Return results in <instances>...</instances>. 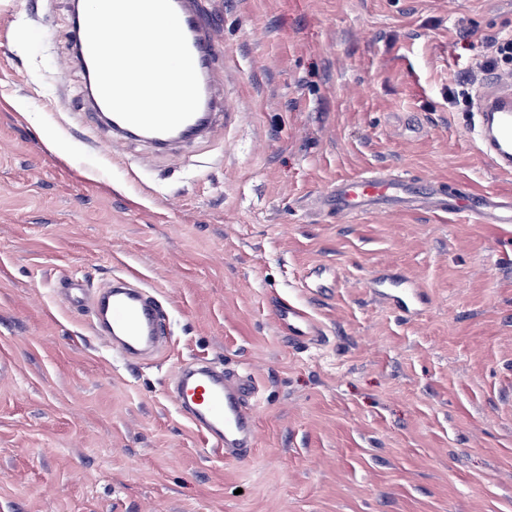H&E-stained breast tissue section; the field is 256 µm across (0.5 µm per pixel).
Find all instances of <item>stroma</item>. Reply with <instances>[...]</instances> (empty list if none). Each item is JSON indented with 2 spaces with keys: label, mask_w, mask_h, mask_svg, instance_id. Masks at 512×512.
<instances>
[{
  "label": "stroma",
  "mask_w": 512,
  "mask_h": 512,
  "mask_svg": "<svg viewBox=\"0 0 512 512\" xmlns=\"http://www.w3.org/2000/svg\"><path fill=\"white\" fill-rule=\"evenodd\" d=\"M204 4L224 126L177 164L86 141L67 0H0V512H512V226L318 203L371 171L512 196L469 136L512 0ZM382 269L420 316L370 295ZM126 271L168 314L135 366L57 288ZM276 296L324 343L290 342ZM195 359L255 377L247 461L172 402ZM370 292L388 303L404 318L417 316L427 304V296L422 287L402 273H383L369 281Z\"/></svg>",
  "instance_id": "1"
}]
</instances>
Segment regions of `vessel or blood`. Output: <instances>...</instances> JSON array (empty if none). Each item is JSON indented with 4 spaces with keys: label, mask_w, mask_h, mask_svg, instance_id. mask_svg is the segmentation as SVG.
Here are the masks:
<instances>
[{
    "label": "vessel or blood",
    "mask_w": 512,
    "mask_h": 512,
    "mask_svg": "<svg viewBox=\"0 0 512 512\" xmlns=\"http://www.w3.org/2000/svg\"><path fill=\"white\" fill-rule=\"evenodd\" d=\"M187 37L200 80L198 111L169 133H153L134 127L113 114L96 86L88 50L83 11L72 10L70 41L72 65L87 84L84 107L87 129L108 130L114 138L146 144L158 150L206 137L224 118V97L215 88V67L224 53L210 35L211 19L201 0H172ZM473 133L480 155L492 160L497 170L512 172V85L491 82L481 96ZM324 206L343 217L369 211L420 210L433 214H466L479 224H512V197L473 192L465 197H446L434 183L412 190L396 173H373L342 179L322 198ZM63 290L70 303L89 305L90 329L108 346L118 347L129 362L142 360L148 350L162 344L167 314L158 298L137 282L134 274L119 275L93 295L68 281ZM371 293L388 303L404 318L417 316L427 303L422 287L402 273H383L369 281ZM278 323L298 345L321 341V331L309 311L291 300L277 303ZM256 380L247 373L219 370L205 361L186 365L177 375L171 396L181 415L205 440L223 450L225 457L247 460L256 446V424L249 405L256 394Z\"/></svg>",
    "instance_id": "b4317fda"
}]
</instances>
